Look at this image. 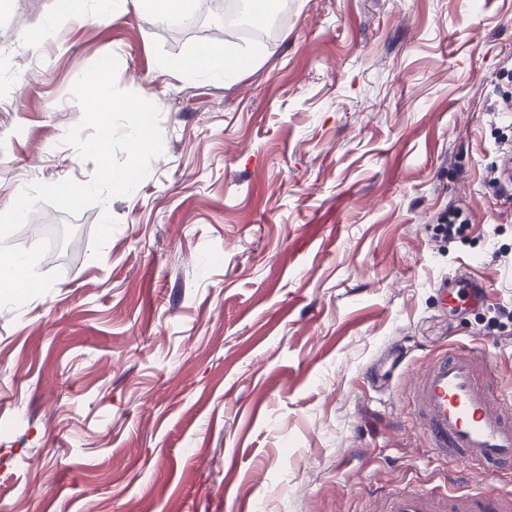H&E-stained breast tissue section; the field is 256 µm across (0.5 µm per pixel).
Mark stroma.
Masks as SVG:
<instances>
[{
  "label": "stroma",
  "instance_id": "1",
  "mask_svg": "<svg viewBox=\"0 0 512 512\" xmlns=\"http://www.w3.org/2000/svg\"><path fill=\"white\" fill-rule=\"evenodd\" d=\"M204 45L258 57L219 82L165 71ZM109 53L158 106L163 152L131 194L33 212L81 249L0 308V506L365 512L366 489L444 483L417 371L471 346L512 395V0H288L260 42L138 0L109 19L0 0V212L90 181L63 138ZM461 275L486 305L443 297Z\"/></svg>",
  "mask_w": 512,
  "mask_h": 512
}]
</instances>
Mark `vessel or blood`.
Masks as SVG:
<instances>
[{"instance_id": "vessel-or-blood-1", "label": "vessel or blood", "mask_w": 512, "mask_h": 512, "mask_svg": "<svg viewBox=\"0 0 512 512\" xmlns=\"http://www.w3.org/2000/svg\"><path fill=\"white\" fill-rule=\"evenodd\" d=\"M443 292L473 305L488 297L486 285L453 278ZM491 375L483 353L458 346L433 355L410 393L433 458L482 467L486 484L463 492L402 491L373 500V512H512V490L501 485L512 474V401L495 392Z\"/></svg>"}]
</instances>
